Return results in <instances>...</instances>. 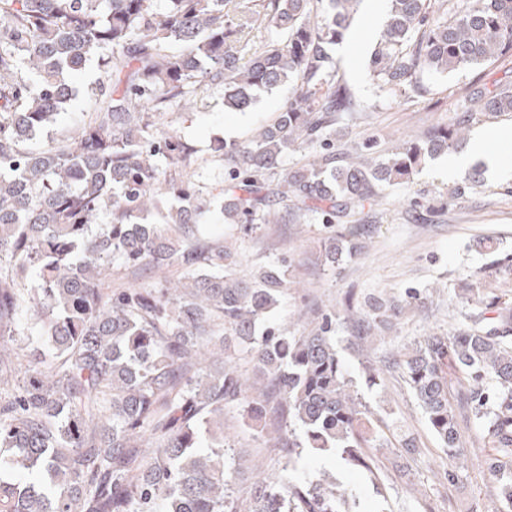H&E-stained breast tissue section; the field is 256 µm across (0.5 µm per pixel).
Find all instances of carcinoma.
<instances>
[{"label":"carcinoma","instance_id":"carcinoma-1","mask_svg":"<svg viewBox=\"0 0 512 512\" xmlns=\"http://www.w3.org/2000/svg\"><path fill=\"white\" fill-rule=\"evenodd\" d=\"M358 2L0 0V512H359L336 484L290 476L304 452H336L381 483L375 450L386 437L336 326L383 341L421 292L360 304L351 294L290 332L269 322L292 284L286 261L243 274L238 251L201 234L217 208L247 228L311 217L336 270L372 233L343 218L463 141L478 113L512 114L511 85L478 88L452 125L372 162L357 149L336 154L335 126L359 105L328 49ZM388 2L370 63L381 95L512 53V0ZM257 23L274 38L251 43ZM93 57L106 83L80 135L35 146L77 98L71 73ZM286 83L292 95L248 143L215 142V192L181 177L193 151L160 130L165 114L213 86L242 111ZM297 149L309 159L269 181ZM114 263L177 265L184 282L106 292ZM508 272L506 253L465 278L455 296L476 307L469 324L405 344L390 361L447 456L448 482L465 456L459 418L481 425L489 452L474 466L500 483L497 512H512V303L494 288ZM238 346L248 375L229 360ZM270 402L288 461L267 475L242 453L226 463L224 408L259 422ZM397 443L403 473L419 445L408 433Z\"/></svg>","mask_w":512,"mask_h":512}]
</instances>
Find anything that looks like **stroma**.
Here are the masks:
<instances>
[{
  "mask_svg": "<svg viewBox=\"0 0 512 512\" xmlns=\"http://www.w3.org/2000/svg\"><path fill=\"white\" fill-rule=\"evenodd\" d=\"M386 11L387 0H362L344 40L331 49L340 76L361 108L353 119L337 125V150L369 139L383 149L431 126L454 123L466 111L475 88L512 84L509 54L471 71L423 76L422 91L406 97L379 96L369 58L385 25ZM102 79L93 62L74 75L73 81L83 96L64 121L50 130V137L80 132L95 100L93 92ZM288 92V87H281L262 95L247 111L229 112L224 108L222 89L214 88L194 114L169 113L161 127L177 132L192 146L190 174L197 185L208 188L224 178V161L211 151L214 141H249L274 118ZM474 168L481 173V184L460 198L452 190L462 184V176L448 173L437 156L427 159L410 183L386 187L381 205L349 216V223L371 225L372 237L364 253L337 271L328 270L324 264L320 248L323 226L307 220L264 224L246 235L217 216L209 219L206 235L235 245L243 254L241 270L245 273L287 258L290 278L296 286L288 290L272 320L293 330L313 320L316 310L335 308L351 290L361 296L384 298L409 288L426 292L425 303L406 314L395 336L368 346L364 352H351V371L359 379L363 376L359 357L376 362L422 336L461 327L465 309L454 297L457 284L487 262V243L512 250V180L483 174L479 162ZM360 392L377 417L396 421L402 431L419 438L421 451L411 460L408 477L397 476L395 451L391 448L377 451L385 476L380 487L337 455L303 456L297 465L299 473H333L365 512H493L498 507L499 485L482 474L464 472L455 483H436L434 474L445 466L447 458L400 371L382 374L379 385L361 387ZM275 428L273 417H265L256 430L245 423L239 406L229 405L224 410L225 445L264 457L266 464L276 469L283 459L267 444Z\"/></svg>",
  "mask_w": 512,
  "mask_h": 512,
  "instance_id": "obj_1",
  "label": "stroma"
}]
</instances>
